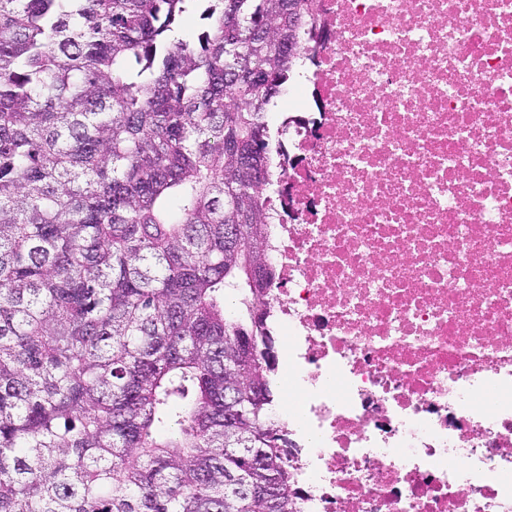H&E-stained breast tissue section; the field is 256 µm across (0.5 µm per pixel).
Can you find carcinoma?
Segmentation results:
<instances>
[{
	"label": "carcinoma",
	"mask_w": 512,
	"mask_h": 512,
	"mask_svg": "<svg viewBox=\"0 0 512 512\" xmlns=\"http://www.w3.org/2000/svg\"><path fill=\"white\" fill-rule=\"evenodd\" d=\"M311 24L309 0H0V512H298L259 187Z\"/></svg>",
	"instance_id": "carcinoma-1"
}]
</instances>
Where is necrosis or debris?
I'll list each match as a JSON object with an SVG mask.
<instances>
[{"instance_id":"necrosis-or-debris-1","label":"necrosis or debris","mask_w":512,"mask_h":512,"mask_svg":"<svg viewBox=\"0 0 512 512\" xmlns=\"http://www.w3.org/2000/svg\"><path fill=\"white\" fill-rule=\"evenodd\" d=\"M266 325L301 512H512V0H315Z\"/></svg>"}]
</instances>
